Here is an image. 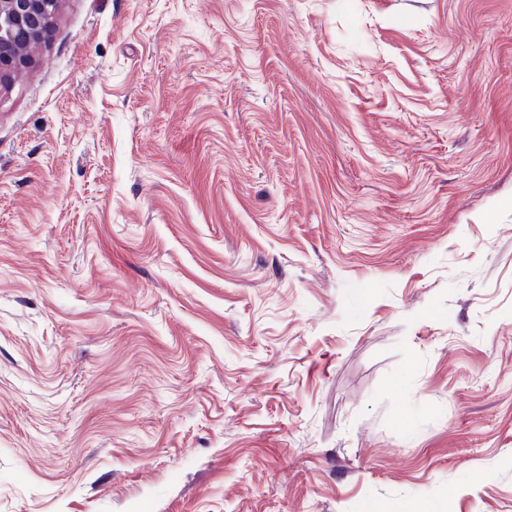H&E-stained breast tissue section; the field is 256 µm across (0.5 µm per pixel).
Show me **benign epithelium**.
Instances as JSON below:
<instances>
[{
	"label": "benign epithelium",
	"mask_w": 512,
	"mask_h": 512,
	"mask_svg": "<svg viewBox=\"0 0 512 512\" xmlns=\"http://www.w3.org/2000/svg\"><path fill=\"white\" fill-rule=\"evenodd\" d=\"M60 0H0V85L30 67L49 35Z\"/></svg>",
	"instance_id": "benign-epithelium-1"
}]
</instances>
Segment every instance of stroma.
Segmentation results:
<instances>
[{
  "label": "stroma",
  "mask_w": 512,
  "mask_h": 512,
  "mask_svg": "<svg viewBox=\"0 0 512 512\" xmlns=\"http://www.w3.org/2000/svg\"><path fill=\"white\" fill-rule=\"evenodd\" d=\"M0 512H512V0H62Z\"/></svg>",
  "instance_id": "obj_1"
}]
</instances>
